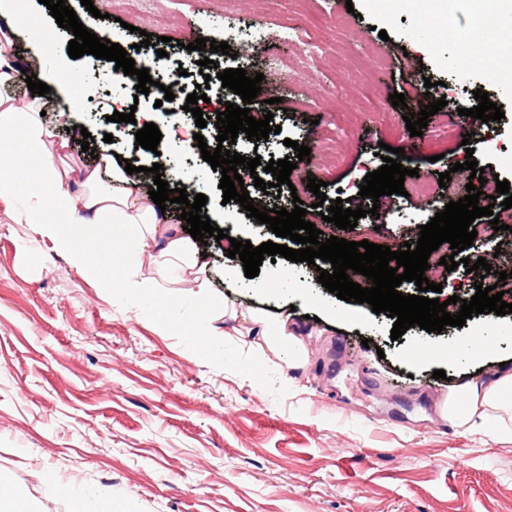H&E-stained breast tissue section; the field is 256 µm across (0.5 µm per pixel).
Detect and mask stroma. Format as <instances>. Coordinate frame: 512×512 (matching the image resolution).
<instances>
[{
    "label": "stroma",
    "instance_id": "1",
    "mask_svg": "<svg viewBox=\"0 0 512 512\" xmlns=\"http://www.w3.org/2000/svg\"><path fill=\"white\" fill-rule=\"evenodd\" d=\"M68 4L89 31L109 32L122 47L154 34L144 52L164 50L158 68L167 74L191 61L189 43L220 42L225 30L237 31L231 55L213 59L221 71L263 74L255 109L271 112L281 131L256 143L237 140L233 151L266 163L293 156L287 138L311 150L293 169L291 189L265 193L245 178L255 207L289 209L297 197L307 221L323 227L307 187L314 177L326 182L328 198L368 211L341 238L416 243L434 209L413 195L364 198L359 185L382 166L380 144L410 149L408 110L393 107L390 96L423 90L428 78L445 83L449 105L475 106L478 89L501 104L503 118L475 143L473 156L512 183V85L487 80L499 59L475 40L469 0L439 8L438 29L413 11L389 12L384 0H144L135 13L124 0H93L96 18L80 0ZM24 9L15 61L50 86L41 98L46 118L70 141L77 166L93 163L81 149L83 133L101 145L112 128V101L122 98L154 112L162 134L154 152L128 137L129 163H160L166 179L190 175L188 191H204L202 211L212 224L226 222L233 234L247 225L256 247L275 240L240 204L224 203L220 172L193 147L191 113H165L132 86L117 90L113 62L69 58L70 32L39 0H24ZM34 29L55 33L38 60L27 50ZM460 35L472 59L462 69L455 66ZM61 59L89 80L74 121L58 112ZM470 130V123L434 114L404 168L438 178L464 162ZM203 252L211 295L242 311L290 317L310 352L305 366L253 363L250 336H214L197 347L185 330L204 320L191 284L163 283L160 293L177 316L163 324L156 309H141L87 276L34 232L19 206L0 200V479L26 493L36 512H72L71 499L47 492L49 478L121 512H512V434L464 433L438 411L451 386L512 364V313L478 314L438 334L414 326L395 339L393 318L317 286L316 267L263 260L261 274L284 269L293 282L269 294L223 244L209 242ZM473 335L488 340L487 354L413 356L418 345L440 353ZM440 369L445 378H433Z\"/></svg>",
    "mask_w": 512,
    "mask_h": 512
}]
</instances>
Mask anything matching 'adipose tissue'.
Here are the masks:
<instances>
[{"label": "adipose tissue", "instance_id": "obj_1", "mask_svg": "<svg viewBox=\"0 0 512 512\" xmlns=\"http://www.w3.org/2000/svg\"><path fill=\"white\" fill-rule=\"evenodd\" d=\"M12 32L0 31V197L17 198L28 223L44 238L59 240V227L85 219L79 246L70 248L73 262L97 281H112L128 297L154 296L161 279L192 277L203 312L213 300L208 275L193 243L166 225L165 215L147 203L142 174H127L111 165L110 176L100 168L67 164L70 145L56 139L41 114L38 101L19 105L11 89L17 81ZM156 265L157 277L142 271V256ZM224 315L256 326L269 352L289 364L308 362L309 351L297 327L287 318L252 309L225 306ZM442 419L470 432L496 424L512 431V367L504 366L486 382L451 388L439 407Z\"/></svg>", "mask_w": 512, "mask_h": 512}]
</instances>
